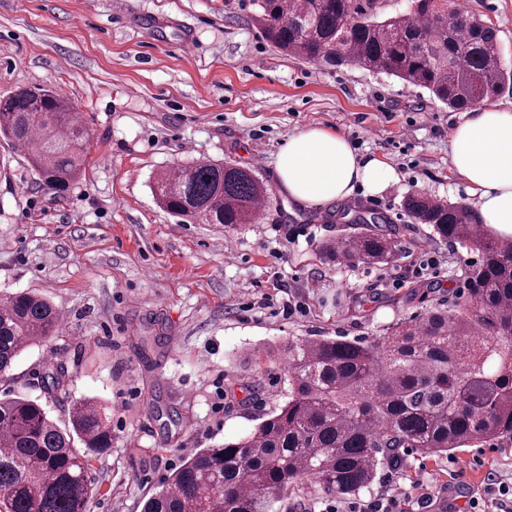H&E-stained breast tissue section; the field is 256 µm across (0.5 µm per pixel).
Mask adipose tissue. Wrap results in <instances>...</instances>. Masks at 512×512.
Instances as JSON below:
<instances>
[{"mask_svg": "<svg viewBox=\"0 0 512 512\" xmlns=\"http://www.w3.org/2000/svg\"><path fill=\"white\" fill-rule=\"evenodd\" d=\"M449 139L450 167L468 185L482 223L512 237V110L474 107ZM275 170L280 191L308 207L347 200L359 186L380 193L395 178L382 159L358 156L343 136L320 127L289 137Z\"/></svg>", "mask_w": 512, "mask_h": 512, "instance_id": "obj_1", "label": "adipose tissue"}]
</instances>
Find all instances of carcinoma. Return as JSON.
Instances as JSON below:
<instances>
[{
	"instance_id": "1",
	"label": "carcinoma",
	"mask_w": 512,
	"mask_h": 512,
	"mask_svg": "<svg viewBox=\"0 0 512 512\" xmlns=\"http://www.w3.org/2000/svg\"><path fill=\"white\" fill-rule=\"evenodd\" d=\"M409 2L407 11L380 20L357 0H256L257 21L290 55L394 76L457 110L496 97L507 81L496 29L458 8L448 16V0ZM0 137L23 152L47 189L63 190L82 176L88 128L51 88L1 99ZM154 195L187 221L250 224L267 189L245 167L196 162L159 174ZM405 208L439 239L480 253L463 271V300L367 340L289 341L288 402L245 437L184 460L143 512H271L293 491L319 489L346 497L369 487L404 448L437 455L512 438V239L464 205L417 194ZM327 254L388 266L400 250L392 238L364 232L341 237ZM61 325L60 313L38 295L1 296L0 376ZM42 383L49 398H59L64 368L48 367ZM69 423L60 427L37 400L0 398V512H87L96 491L91 461L112 448L111 417L85 398L69 409Z\"/></svg>"
}]
</instances>
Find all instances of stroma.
<instances>
[{"instance_id": "stroma-1", "label": "stroma", "mask_w": 512, "mask_h": 512, "mask_svg": "<svg viewBox=\"0 0 512 512\" xmlns=\"http://www.w3.org/2000/svg\"><path fill=\"white\" fill-rule=\"evenodd\" d=\"M496 29L512 71V0H467ZM253 0H0V98L59 90L91 146L79 182L53 192L0 140V296L31 292L62 315L58 336L25 348L0 395L42 400L58 424L74 402L112 408V446L91 463L90 512H141L167 472L235 441L288 400V339L380 335L457 300L477 251L417 224L404 199L472 205L449 166V133L466 113L427 89L354 65L283 54L254 21ZM191 52H183L182 39ZM382 157L395 181L328 207L300 209L277 188L275 158L310 127ZM253 170L268 189L251 224L180 221L156 202L158 173L195 161ZM395 234L396 265L337 264L324 244ZM63 364L60 400L47 362ZM393 476L406 512H472L489 484L512 486V439L434 456L408 451L380 467L366 500ZM43 388L49 398L58 399L66 394L65 370L61 365H52L46 369L43 375Z\"/></svg>"}]
</instances>
